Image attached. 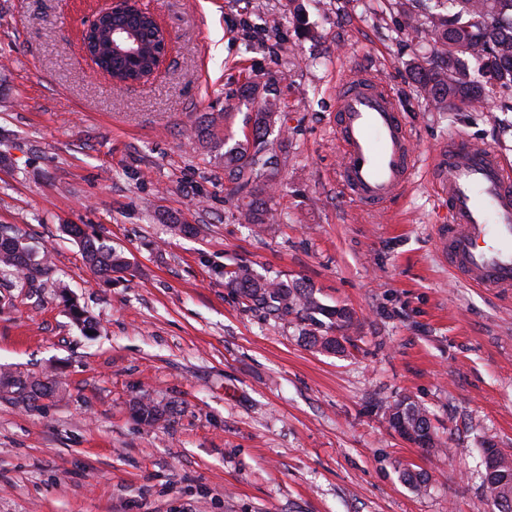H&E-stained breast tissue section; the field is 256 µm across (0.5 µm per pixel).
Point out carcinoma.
<instances>
[{
	"mask_svg": "<svg viewBox=\"0 0 512 512\" xmlns=\"http://www.w3.org/2000/svg\"><path fill=\"white\" fill-rule=\"evenodd\" d=\"M419 2L400 0L399 24L413 37H428L440 47L436 66L412 65L421 92L433 108L440 112L475 108L484 101L485 86L512 85V0H451L455 11L432 12L424 23ZM241 95L257 101L251 134L229 147L219 135L216 118L203 116L194 136L205 148H224V177L230 194L242 200L238 206L240 223L256 227L278 224L282 217L273 207V200L288 158L284 138L287 115L268 83L249 82ZM68 232L80 239L84 258L94 274L110 279L112 274L129 268L127 258L100 239L85 235L75 226L68 227ZM52 273L47 254L34 252L19 236L0 235V275L9 274L19 283H29L48 279ZM224 275L228 287L253 306L304 323L303 338L309 346L334 354L345 352L350 337L340 343L331 333L353 328L349 309L321 303L313 290L301 283L290 285L278 278L259 277L247 264H238ZM60 392V383L54 378L0 368V398L30 411L39 409L41 398ZM135 411L148 424L166 422L173 414L171 406L147 397L139 399ZM386 414L418 430L431 427L427 411L409 397L386 404ZM485 484L497 512H512L511 454L501 453L495 465L485 469Z\"/></svg>",
	"mask_w": 512,
	"mask_h": 512,
	"instance_id": "carcinoma-1",
	"label": "carcinoma"
}]
</instances>
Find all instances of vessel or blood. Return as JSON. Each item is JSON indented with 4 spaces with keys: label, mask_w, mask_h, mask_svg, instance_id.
<instances>
[{
    "label": "vessel or blood",
    "mask_w": 512,
    "mask_h": 512,
    "mask_svg": "<svg viewBox=\"0 0 512 512\" xmlns=\"http://www.w3.org/2000/svg\"><path fill=\"white\" fill-rule=\"evenodd\" d=\"M338 180L361 206L377 210L408 186L417 158L401 110L367 73L336 92ZM448 203L437 238L442 260L470 284L512 291V164L494 148L454 138L427 165Z\"/></svg>",
    "instance_id": "obj_1"
}]
</instances>
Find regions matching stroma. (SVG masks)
<instances>
[{"label":"stroma","instance_id":"obj_1","mask_svg":"<svg viewBox=\"0 0 512 512\" xmlns=\"http://www.w3.org/2000/svg\"><path fill=\"white\" fill-rule=\"evenodd\" d=\"M142 5L171 51L153 79L119 90L81 44L93 0H0V232L55 268L46 283L0 278V366L64 390L35 411L0 400V512H491L482 451L512 452V300L438 260L448 211L423 165L459 135L512 160V86L476 110L434 111L410 63L439 55L400 30L395 0H301L310 38L290 0ZM347 69L395 96L422 162L381 211L336 178ZM250 81L271 82L288 114L283 221L259 235L193 137L206 113L227 117L230 138L250 133ZM68 224L130 269L95 276ZM240 263L350 308L345 352L244 303L224 279ZM145 394L172 418L142 423ZM404 396L428 411L441 451L390 429L385 406ZM407 468L429 475L427 490L402 481Z\"/></svg>","mask_w":512,"mask_h":512}]
</instances>
